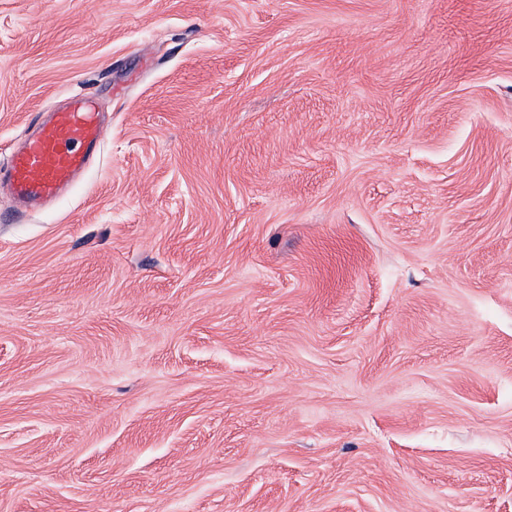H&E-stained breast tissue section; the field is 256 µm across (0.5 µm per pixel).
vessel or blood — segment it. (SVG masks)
<instances>
[{"label": "vessel or blood", "instance_id": "1", "mask_svg": "<svg viewBox=\"0 0 512 512\" xmlns=\"http://www.w3.org/2000/svg\"><path fill=\"white\" fill-rule=\"evenodd\" d=\"M105 133L95 97L70 95L66 107L11 154L5 172L15 200L33 210L58 199L99 154Z\"/></svg>", "mask_w": 512, "mask_h": 512}]
</instances>
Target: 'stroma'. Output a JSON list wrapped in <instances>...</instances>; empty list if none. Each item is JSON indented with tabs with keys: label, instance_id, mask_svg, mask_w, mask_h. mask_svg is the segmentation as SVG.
I'll list each match as a JSON object with an SVG mask.
<instances>
[{
	"label": "stroma",
	"instance_id": "stroma-1",
	"mask_svg": "<svg viewBox=\"0 0 512 512\" xmlns=\"http://www.w3.org/2000/svg\"><path fill=\"white\" fill-rule=\"evenodd\" d=\"M0 512H512V0H0ZM105 133L95 97L70 95L66 107L53 112L11 154L5 172L15 200L34 210L58 199L100 153Z\"/></svg>",
	"mask_w": 512,
	"mask_h": 512
}]
</instances>
